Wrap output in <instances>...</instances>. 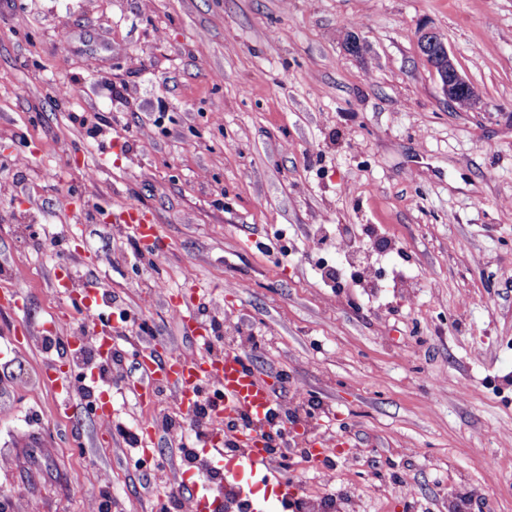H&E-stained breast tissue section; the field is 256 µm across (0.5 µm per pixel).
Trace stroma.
<instances>
[{
	"label": "stroma",
	"mask_w": 512,
	"mask_h": 512,
	"mask_svg": "<svg viewBox=\"0 0 512 512\" xmlns=\"http://www.w3.org/2000/svg\"><path fill=\"white\" fill-rule=\"evenodd\" d=\"M422 27L481 89L474 111L444 95ZM130 203L154 213L161 262L114 223ZM335 229L358 268L384 267L381 300L322 278ZM61 265L100 283L130 342L108 430L74 353L0 343V491L22 512H88L92 469L112 512H161L188 468L178 411L124 390L138 349L193 354L169 304L192 287L230 333L216 355L278 387L275 459L302 491L448 512L472 488L480 512H512V0H0V290L26 298L0 336L55 317L88 335ZM53 356L74 366L69 413ZM146 418L141 463L121 430ZM46 380L51 384L58 395H64V405L70 408L71 383L68 382V371L60 364L52 363L44 372Z\"/></svg>",
	"instance_id": "1"
}]
</instances>
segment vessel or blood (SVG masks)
Returning a JSON list of instances; mask_svg holds the SVG:
<instances>
[{"label": "vessel or blood", "instance_id": "obj_1", "mask_svg": "<svg viewBox=\"0 0 512 512\" xmlns=\"http://www.w3.org/2000/svg\"><path fill=\"white\" fill-rule=\"evenodd\" d=\"M119 222L136 241L150 242L158 238L153 218L138 205L125 207ZM179 318L188 324L186 333L194 346V356L163 357L151 349L142 350L138 360L140 378L129 384V392L139 401L147 402L159 387H167L182 414L189 415L198 405L196 395L199 390L208 385L221 387L223 406L212 412V421L237 423L246 418L252 423L251 429L234 434L237 444L242 447L241 453H225L221 441L212 442V453L224 461L225 477L237 485L247 484L250 493H261L262 498L257 502L258 512H265L267 501H287L293 496L294 487L278 474L271 443L265 438L264 426L275 412L274 388L239 355L213 356L215 332L194 308L180 312ZM185 487L192 512H220L223 498L214 493L207 480H189Z\"/></svg>", "mask_w": 512, "mask_h": 512}]
</instances>
